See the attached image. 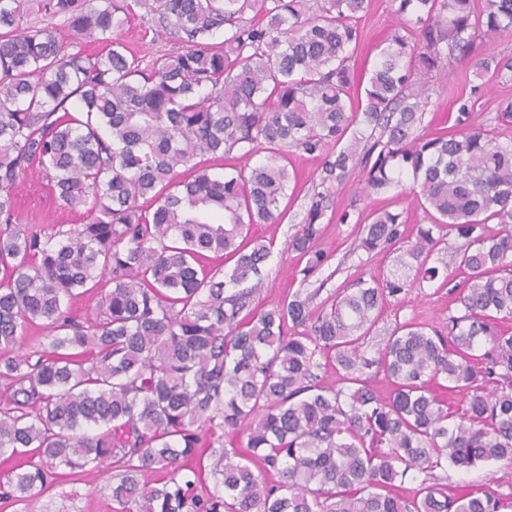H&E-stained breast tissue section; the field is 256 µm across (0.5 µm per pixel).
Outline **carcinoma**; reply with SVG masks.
I'll list each match as a JSON object with an SVG mask.
<instances>
[{
	"label": "carcinoma",
	"mask_w": 512,
	"mask_h": 512,
	"mask_svg": "<svg viewBox=\"0 0 512 512\" xmlns=\"http://www.w3.org/2000/svg\"><path fill=\"white\" fill-rule=\"evenodd\" d=\"M28 2L0 0V456L27 458L0 493L44 512L58 471L106 465L116 512H512L511 493L450 494L436 475L512 464V100L475 111L512 81V57L477 59L481 83L455 99L448 130L424 125L429 75L512 32V0H391L399 26L358 90L368 0L40 2L110 43L96 55L23 26ZM139 9L185 49L128 58L112 33ZM285 148L322 158L288 239L306 278L329 266L321 224L353 171L361 193L395 187L430 215L411 241L403 213L373 212L357 248L395 263L328 309L302 288L254 305L272 243L248 231L282 219ZM234 151L244 165L220 177L197 161ZM35 170L88 223H17L16 188ZM445 228L463 275L455 313L399 324L366 356L387 298L413 279L449 283ZM211 254L232 268H206ZM104 286L76 320L71 300ZM33 327L37 348L17 349ZM380 374L385 399L370 386ZM435 384L463 396L461 413ZM208 475L222 492H197Z\"/></svg>",
	"instance_id": "cac0c4a2"
}]
</instances>
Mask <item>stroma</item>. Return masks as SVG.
Here are the masks:
<instances>
[{
    "label": "stroma",
    "instance_id": "obj_1",
    "mask_svg": "<svg viewBox=\"0 0 512 512\" xmlns=\"http://www.w3.org/2000/svg\"><path fill=\"white\" fill-rule=\"evenodd\" d=\"M397 25L390 0H372L369 11L359 22L362 39L351 62L356 80H366L368 71L377 58L391 31ZM116 36L126 48L127 55L141 61H150L161 54L183 51V43L169 35L155 34L150 22L142 17L132 18L117 30ZM470 63L456 65L452 74L437 73L431 79V106L424 123L429 131L436 132L448 124V114L459 95L468 93L472 80ZM287 163L297 176L294 192L282 201L283 218L277 224H257L252 228L254 236L272 241V256L267 264L265 286L258 299L266 305L284 299L289 294L309 284L319 295L317 304H325L337 289L349 286L359 277L388 272L393 255L380 253L365 258L357 250L360 224L367 221L370 212L389 209L403 212L408 233H415L418 225L427 223V215L416 205L399 197L396 191L363 196L357 187L360 173H353L347 182L335 191V212H351L355 221L341 224L330 221L323 224L317 241L320 249L331 257L329 268L333 272L330 280L314 275L304 280L302 270L304 258L287 248V240L301 223L306 206L317 184L316 174L321 167L320 158L288 153ZM17 218L22 224H83L87 218L82 212L61 210L54 203L48 189L38 174H30L17 188ZM455 304L447 288L428 283H416L401 295L388 299L381 309L375 327L368 339L371 347L381 346L396 324L405 321L435 325L445 321L453 312ZM449 490L464 485H478L503 494L512 493V465L503 462H488L468 471L447 469ZM110 476L105 472L81 471L60 476L42 497L40 504L46 512H113V503L108 484Z\"/></svg>",
    "mask_w": 512,
    "mask_h": 512
}]
</instances>
